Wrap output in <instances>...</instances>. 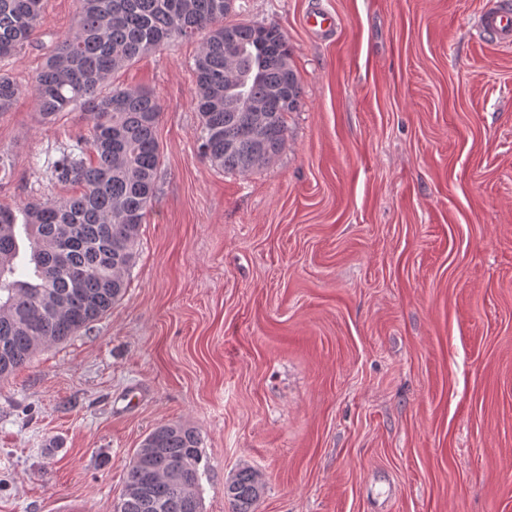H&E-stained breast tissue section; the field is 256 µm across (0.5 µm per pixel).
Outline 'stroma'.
I'll return each instance as SVG.
<instances>
[{
    "mask_svg": "<svg viewBox=\"0 0 512 512\" xmlns=\"http://www.w3.org/2000/svg\"><path fill=\"white\" fill-rule=\"evenodd\" d=\"M487 0H237L300 78L280 153L224 172L196 141L198 39L113 72L161 106L156 197L124 296L0 379V512H114L155 427L203 440L202 512L255 469V512H512V45ZM78 0L0 62V204L72 190L90 125L29 90ZM336 19L322 34L307 19ZM481 25L487 34L495 35L500 43L512 44V10L495 2L482 16Z\"/></svg>",
    "mask_w": 512,
    "mask_h": 512,
    "instance_id": "stroma-1",
    "label": "stroma"
}]
</instances>
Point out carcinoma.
I'll return each mask as SVG.
<instances>
[{"mask_svg":"<svg viewBox=\"0 0 512 512\" xmlns=\"http://www.w3.org/2000/svg\"><path fill=\"white\" fill-rule=\"evenodd\" d=\"M70 34L49 53L33 90L52 119L74 105L91 123L89 136L45 161L51 180L81 187L66 199L46 197L0 205V378L35 353L88 330L126 288L136 245L155 195L160 103L144 88H99L112 71L165 41L201 37L194 60L198 150L228 173L246 174L283 148L285 114L297 109L300 79L288 37L274 25L226 23L224 0H79ZM43 19V0H0V61L29 44ZM230 28L241 50L231 64ZM243 104L224 106V88ZM22 89L0 73V112ZM263 112L256 121L244 106ZM202 439L192 427L154 428L135 453L125 487L152 498L123 497V512H201ZM262 483L240 468L225 494L231 512H254Z\"/></svg>","mask_w":512,"mask_h":512,"instance_id":"cac0c4a2","label":"carcinoma"}]
</instances>
